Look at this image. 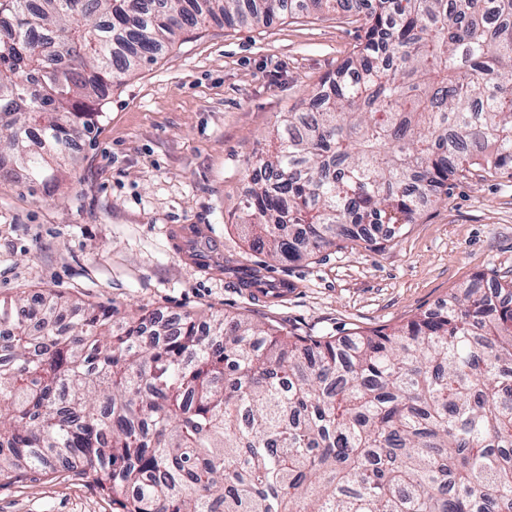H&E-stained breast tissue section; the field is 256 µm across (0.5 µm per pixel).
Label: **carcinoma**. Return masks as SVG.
Listing matches in <instances>:
<instances>
[{
    "instance_id": "carcinoma-1",
    "label": "carcinoma",
    "mask_w": 512,
    "mask_h": 512,
    "mask_svg": "<svg viewBox=\"0 0 512 512\" xmlns=\"http://www.w3.org/2000/svg\"><path fill=\"white\" fill-rule=\"evenodd\" d=\"M310 2L0 0V177L76 165L96 103L178 34L325 6L359 42L256 157L255 251L382 250L450 177L512 179V0ZM2 324L0 478L59 458L117 512H512V282L346 336L51 292L0 300Z\"/></svg>"
}]
</instances>
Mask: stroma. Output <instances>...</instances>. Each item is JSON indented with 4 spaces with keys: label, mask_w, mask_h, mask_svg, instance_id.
<instances>
[{
    "label": "stroma",
    "mask_w": 512,
    "mask_h": 512,
    "mask_svg": "<svg viewBox=\"0 0 512 512\" xmlns=\"http://www.w3.org/2000/svg\"><path fill=\"white\" fill-rule=\"evenodd\" d=\"M353 25L309 11L267 26L186 32L126 77L77 139L76 166L31 182L0 178V299L53 291L120 312L228 315L315 336L405 325L474 275L512 278V180L455 176L383 251L330 249L271 263L282 300H255L234 273L182 262L173 226H195L221 255L265 260L238 219L255 157L279 115L303 111L350 55ZM0 512H112V500L64 469L0 480Z\"/></svg>",
    "instance_id": "obj_1"
}]
</instances>
